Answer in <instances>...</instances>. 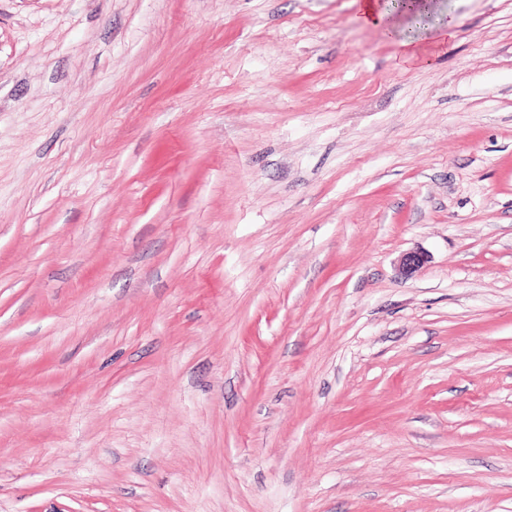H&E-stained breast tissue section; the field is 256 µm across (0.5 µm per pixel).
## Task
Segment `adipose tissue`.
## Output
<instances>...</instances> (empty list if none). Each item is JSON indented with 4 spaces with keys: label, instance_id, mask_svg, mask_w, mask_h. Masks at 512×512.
I'll return each instance as SVG.
<instances>
[{
    "label": "adipose tissue",
    "instance_id": "ef3b65f1",
    "mask_svg": "<svg viewBox=\"0 0 512 512\" xmlns=\"http://www.w3.org/2000/svg\"><path fill=\"white\" fill-rule=\"evenodd\" d=\"M430 0H361L359 19L363 25L373 27L396 45L419 54L424 31L408 28L409 15L432 12Z\"/></svg>",
    "mask_w": 512,
    "mask_h": 512
}]
</instances>
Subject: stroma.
<instances>
[{"label":"stroma","instance_id":"stroma-1","mask_svg":"<svg viewBox=\"0 0 512 512\" xmlns=\"http://www.w3.org/2000/svg\"><path fill=\"white\" fill-rule=\"evenodd\" d=\"M435 3L0 0V512H512V0ZM432 11L429 0H406L400 2L399 6L394 0H361L359 20L365 26L378 29L387 39L416 56L421 53L419 43L429 31V26L413 31L406 26V17Z\"/></svg>","mask_w":512,"mask_h":512}]
</instances>
